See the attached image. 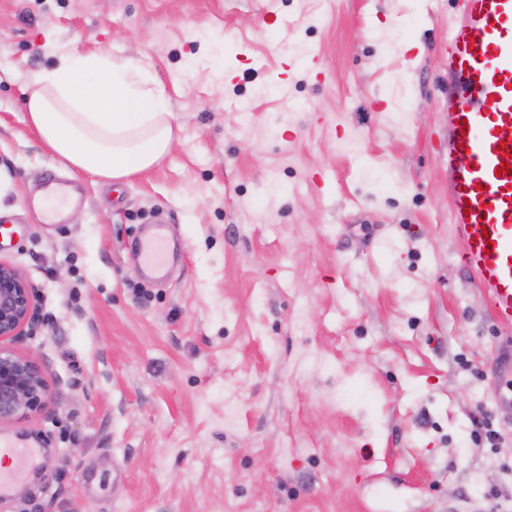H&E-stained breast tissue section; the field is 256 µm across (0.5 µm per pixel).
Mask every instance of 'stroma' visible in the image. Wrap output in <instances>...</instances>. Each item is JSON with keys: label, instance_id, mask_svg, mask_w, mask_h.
Returning <instances> with one entry per match:
<instances>
[{"label": "stroma", "instance_id": "35a3bbf8", "mask_svg": "<svg viewBox=\"0 0 512 512\" xmlns=\"http://www.w3.org/2000/svg\"><path fill=\"white\" fill-rule=\"evenodd\" d=\"M456 0H0V260L51 400L0 512L512 508V327L448 221ZM143 65L175 139L114 183L25 120L58 51ZM356 136L354 151L339 143ZM75 200L50 221L49 177ZM165 222L178 255L134 248ZM486 415L500 437L476 440ZM140 256L146 270L160 273L166 266L169 256V244L161 232L146 236L139 242Z\"/></svg>", "mask_w": 512, "mask_h": 512}]
</instances>
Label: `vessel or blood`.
I'll return each instance as SVG.
<instances>
[{
  "label": "vessel or blood",
  "mask_w": 512,
  "mask_h": 512,
  "mask_svg": "<svg viewBox=\"0 0 512 512\" xmlns=\"http://www.w3.org/2000/svg\"><path fill=\"white\" fill-rule=\"evenodd\" d=\"M448 203L463 244L461 261L483 288L494 318L512 324V0H460L448 23ZM146 270L160 273L169 244L162 233L139 243ZM10 461L0 494L34 457L31 448L0 443Z\"/></svg>",
  "instance_id": "1"
}]
</instances>
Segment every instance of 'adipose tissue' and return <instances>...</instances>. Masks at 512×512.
<instances>
[{
    "label": "adipose tissue",
    "instance_id": "adipose-tissue-1",
    "mask_svg": "<svg viewBox=\"0 0 512 512\" xmlns=\"http://www.w3.org/2000/svg\"><path fill=\"white\" fill-rule=\"evenodd\" d=\"M25 112L52 153L109 181L158 164L173 140L159 85L122 58L59 53L54 67L34 76Z\"/></svg>",
    "mask_w": 512,
    "mask_h": 512
}]
</instances>
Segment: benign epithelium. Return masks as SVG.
<instances>
[{
  "instance_id": "7a95c632",
  "label": "benign epithelium",
  "mask_w": 512,
  "mask_h": 512,
  "mask_svg": "<svg viewBox=\"0 0 512 512\" xmlns=\"http://www.w3.org/2000/svg\"><path fill=\"white\" fill-rule=\"evenodd\" d=\"M34 287L15 267L0 261V425L49 402L44 369L4 345L23 335L34 319Z\"/></svg>"
}]
</instances>
